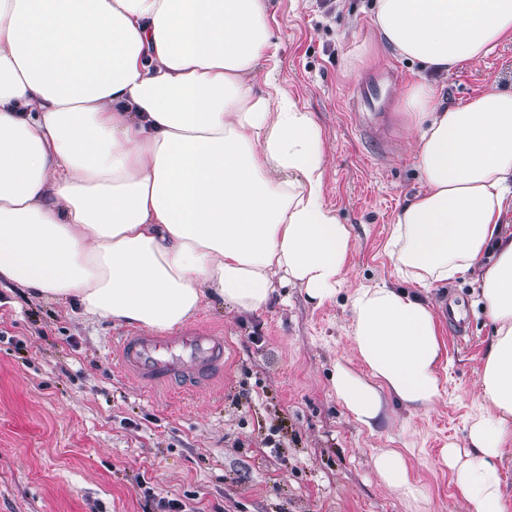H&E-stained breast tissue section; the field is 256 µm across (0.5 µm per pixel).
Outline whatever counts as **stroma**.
Returning <instances> with one entry per match:
<instances>
[{
	"mask_svg": "<svg viewBox=\"0 0 512 512\" xmlns=\"http://www.w3.org/2000/svg\"><path fill=\"white\" fill-rule=\"evenodd\" d=\"M374 0H268L275 78L311 112L327 145L326 201L352 231L332 300L276 281L257 314L213 298L193 324L223 329L224 380L187 392L146 389L112 355L121 324L73 303L0 287V512H470L444 458L467 443L492 326L470 278L425 291L434 311L465 303L469 337L441 321L440 395L414 409L383 393L369 428L337 398V364L364 374L350 297L380 283L413 290L386 251L396 212L420 188L416 136L402 103L423 73L385 44ZM377 112L348 105L360 82ZM450 106L512 91V39L438 82ZM399 452L408 485L381 476Z\"/></svg>",
	"mask_w": 512,
	"mask_h": 512,
	"instance_id": "35a3bbf8",
	"label": "stroma"
}]
</instances>
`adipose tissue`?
I'll return each mask as SVG.
<instances>
[{"label": "adipose tissue", "instance_id": "1", "mask_svg": "<svg viewBox=\"0 0 512 512\" xmlns=\"http://www.w3.org/2000/svg\"><path fill=\"white\" fill-rule=\"evenodd\" d=\"M374 13L385 43L444 76L512 34V0H374ZM273 38L267 0H0V280L158 331L209 296L258 313L281 274L311 299L335 296L351 231L325 201L321 126L274 75L254 90ZM403 104L423 189L387 249L422 288L478 285L493 334L468 450L448 462L473 512H507L512 92L451 108L421 84ZM351 303L367 374L337 365V398L370 427L385 391L431 407L432 306L386 284Z\"/></svg>", "mask_w": 512, "mask_h": 512}]
</instances>
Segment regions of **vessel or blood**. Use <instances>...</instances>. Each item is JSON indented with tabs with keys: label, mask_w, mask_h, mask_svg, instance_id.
<instances>
[{
	"label": "vessel or blood",
	"mask_w": 512,
	"mask_h": 512,
	"mask_svg": "<svg viewBox=\"0 0 512 512\" xmlns=\"http://www.w3.org/2000/svg\"><path fill=\"white\" fill-rule=\"evenodd\" d=\"M113 348L121 367L143 386L191 390L224 375V334L190 325L174 332L124 328Z\"/></svg>",
	"instance_id": "obj_1"
}]
</instances>
